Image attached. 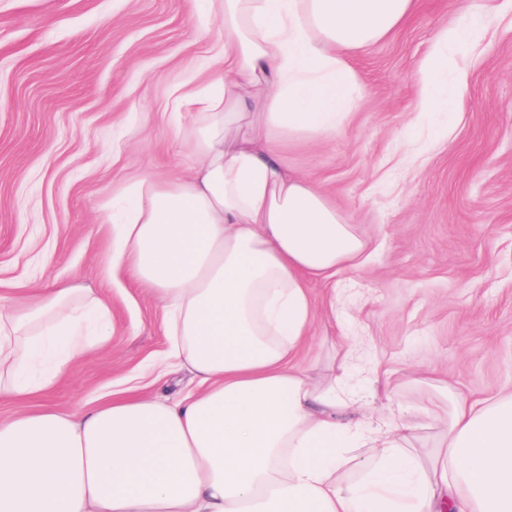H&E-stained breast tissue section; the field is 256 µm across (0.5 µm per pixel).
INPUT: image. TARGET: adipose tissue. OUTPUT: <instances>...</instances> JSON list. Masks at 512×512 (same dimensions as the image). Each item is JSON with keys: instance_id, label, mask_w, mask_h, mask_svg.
Listing matches in <instances>:
<instances>
[{"instance_id": "obj_1", "label": "adipose tissue", "mask_w": 512, "mask_h": 512, "mask_svg": "<svg viewBox=\"0 0 512 512\" xmlns=\"http://www.w3.org/2000/svg\"><path fill=\"white\" fill-rule=\"evenodd\" d=\"M218 2L224 72L173 99L175 117L197 120L187 171L138 176L112 214L113 269L163 312L158 369L188 370L194 388L162 400L132 386L81 415L0 419V512H512V394L457 403L427 465L411 420L369 428L357 399L294 364L316 318L309 281L358 268L371 243L283 146L347 120L361 92L349 53L405 23L414 0ZM481 26L474 11L441 34L425 110L455 112L441 80ZM71 294L25 304L0 291L1 388L38 392L108 341L107 300ZM42 362L47 375L29 378ZM350 469L361 478L341 480Z\"/></svg>"}]
</instances>
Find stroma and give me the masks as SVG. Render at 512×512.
<instances>
[{
	"label": "stroma",
	"mask_w": 512,
	"mask_h": 512,
	"mask_svg": "<svg viewBox=\"0 0 512 512\" xmlns=\"http://www.w3.org/2000/svg\"><path fill=\"white\" fill-rule=\"evenodd\" d=\"M475 3L487 31L448 74L457 112L437 137L415 120L425 60ZM227 47L206 0H0V286L88 288L112 310L105 347L46 393L1 395L0 418L77 413L133 384L191 388L185 371L155 379L162 311L131 272L108 273L100 217L134 177L188 165L173 92L221 76ZM349 63L363 92L348 121L292 140L285 160L374 252L335 286L311 284L318 316L297 362L319 382L343 376L371 424L410 416L430 450L452 401L512 393V0H415Z\"/></svg>",
	"instance_id": "35a3bbf8"
}]
</instances>
